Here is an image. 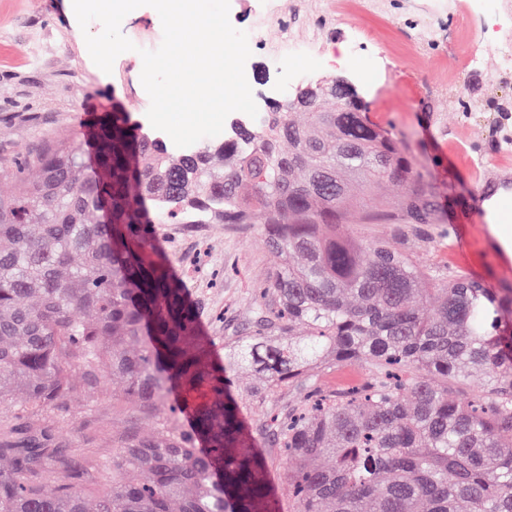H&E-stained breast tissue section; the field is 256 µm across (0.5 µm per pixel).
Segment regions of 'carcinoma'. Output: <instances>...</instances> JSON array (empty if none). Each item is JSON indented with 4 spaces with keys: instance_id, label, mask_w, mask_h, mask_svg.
<instances>
[{
    "instance_id": "obj_1",
    "label": "carcinoma",
    "mask_w": 512,
    "mask_h": 512,
    "mask_svg": "<svg viewBox=\"0 0 512 512\" xmlns=\"http://www.w3.org/2000/svg\"><path fill=\"white\" fill-rule=\"evenodd\" d=\"M364 111L338 84L174 154L115 105L75 145L0 162L16 179L0 197V417L55 414L119 376L155 418L153 434L114 440L112 487L92 501L60 460L42 490L49 434L34 429L0 469V512H281L240 416L248 397L227 384L240 369L268 389L310 383L263 421L292 463L294 512H512V295L355 235L356 177L378 196L362 223H434L425 195H380L420 173ZM104 202L109 220L94 219ZM168 221L259 224L280 258L222 359L157 245ZM347 366L366 380L328 390L312 374Z\"/></svg>"
}]
</instances>
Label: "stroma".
<instances>
[{
    "instance_id": "1",
    "label": "stroma",
    "mask_w": 512,
    "mask_h": 512,
    "mask_svg": "<svg viewBox=\"0 0 512 512\" xmlns=\"http://www.w3.org/2000/svg\"><path fill=\"white\" fill-rule=\"evenodd\" d=\"M278 18L299 44L277 57L252 46L245 74L258 109L313 81L342 78L367 108L369 119L392 131L421 173L419 188L432 201L433 224H361L359 234L409 252L424 268L461 274L496 289H512V256L497 250L486 210L458 251L448 221L478 208V185L489 170L512 175V78L496 80L500 50L486 45L481 68H468V46L479 23L461 25L448 0H278ZM69 0H0V159L41 151L60 134L77 135L89 113L124 106L146 122L150 98L141 83L140 49L163 38L155 9L139 7L121 31L135 45L119 55L111 73L92 61ZM159 247L170 257L192 301L213 354L250 326L256 290L278 258L255 226L164 224ZM234 393L248 395L243 418L267 459L266 478L280 503L288 501L290 466L264 435L270 408L299 398V390H268L248 369L231 376ZM155 420L127 395L121 379L83 392L56 414L51 448L69 458L88 496L109 488L102 471L121 435L153 432Z\"/></svg>"
}]
</instances>
